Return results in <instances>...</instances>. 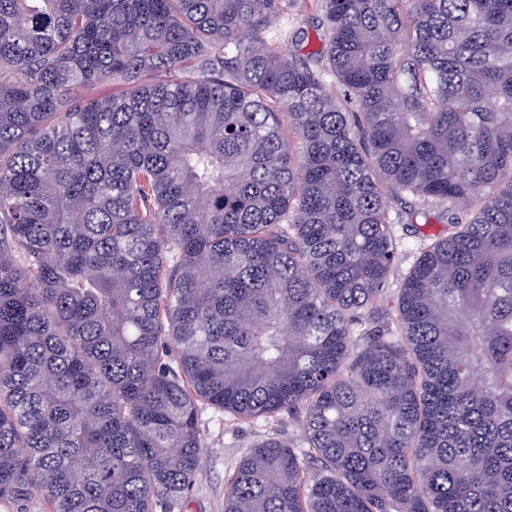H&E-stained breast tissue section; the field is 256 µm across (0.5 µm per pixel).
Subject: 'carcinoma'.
Returning <instances> with one entry per match:
<instances>
[{
	"label": "carcinoma",
	"mask_w": 512,
	"mask_h": 512,
	"mask_svg": "<svg viewBox=\"0 0 512 512\" xmlns=\"http://www.w3.org/2000/svg\"><path fill=\"white\" fill-rule=\"evenodd\" d=\"M289 3L0 0L10 512H187L206 408L299 432L224 512H512V0ZM309 1L295 0L292 7L288 8V32L298 28L303 29L307 32V40L303 44V49L316 51L321 49L325 43V32ZM421 211L427 213L428 224H423L425 219L418 218L420 234L413 236L412 227L408 224H394L393 235L399 246L396 263L388 276V287L391 291V305H394L399 288L402 287L405 276L415 263L423 244H430L432 241L448 235L447 220L438 216V209L429 204L420 203Z\"/></svg>",
	"instance_id": "cac0c4a2"
}]
</instances>
